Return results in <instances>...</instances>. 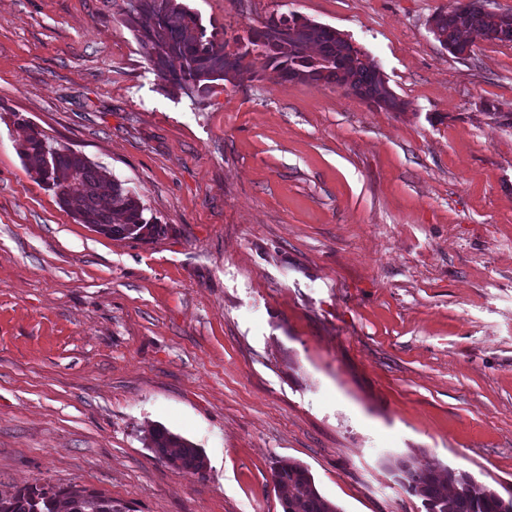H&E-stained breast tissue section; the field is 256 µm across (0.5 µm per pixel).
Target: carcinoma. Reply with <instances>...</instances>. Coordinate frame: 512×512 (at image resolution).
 Returning a JSON list of instances; mask_svg holds the SVG:
<instances>
[{
	"instance_id": "obj_1",
	"label": "carcinoma",
	"mask_w": 512,
	"mask_h": 512,
	"mask_svg": "<svg viewBox=\"0 0 512 512\" xmlns=\"http://www.w3.org/2000/svg\"><path fill=\"white\" fill-rule=\"evenodd\" d=\"M125 22L137 33L148 58L167 67L165 80L186 92H210L213 83L229 73L242 75L251 65L241 61L256 52L288 81L346 86L374 106L392 112L405 110L377 97L379 70L368 56L355 49L336 30L298 14H271L262 26L242 38L244 51L234 61L224 42L199 22L178 0H127ZM431 31L448 50L460 57L470 49L468 36L512 43V12H493L477 5L457 7L429 20ZM22 155L28 173L55 192L59 204L82 224L113 238L153 240L166 226L144 215L136 195L107 173L92 166L67 147H54L45 135L30 128ZM149 448L179 470L203 471L207 462L201 449L163 426L149 432ZM403 488L422 499L427 512H512V492L502 493L478 482L465 471L436 469L415 456L390 462ZM272 480L283 512H337L317 490L309 471L296 462L278 461ZM0 512H127L126 507L101 492L75 485H26L0 493Z\"/></svg>"
}]
</instances>
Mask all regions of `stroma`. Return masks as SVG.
Masks as SVG:
<instances>
[{
  "label": "stroma",
  "mask_w": 512,
  "mask_h": 512,
  "mask_svg": "<svg viewBox=\"0 0 512 512\" xmlns=\"http://www.w3.org/2000/svg\"><path fill=\"white\" fill-rule=\"evenodd\" d=\"M235 46L272 13L341 33L405 111L251 74L187 96L124 0H0V493L129 512H282L274 461L338 512H425L413 455L512 488V45L448 53L454 0H182ZM168 232L112 238L26 170L27 127ZM157 425L201 448L179 470ZM149 448L179 470L203 471L207 462L200 448L163 426H155L149 432ZM127 509V510H126ZM111 496L77 485L60 487L26 485L12 493H0V512H127Z\"/></svg>",
  "instance_id": "obj_1"
}]
</instances>
